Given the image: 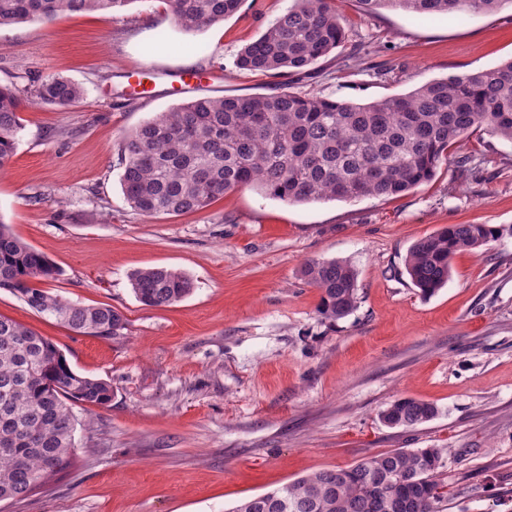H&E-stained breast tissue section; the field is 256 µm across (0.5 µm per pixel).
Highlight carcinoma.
<instances>
[{"label": "carcinoma", "mask_w": 512, "mask_h": 512, "mask_svg": "<svg viewBox=\"0 0 512 512\" xmlns=\"http://www.w3.org/2000/svg\"><path fill=\"white\" fill-rule=\"evenodd\" d=\"M512 0H360L369 10L421 16L490 12ZM135 0H0V26L49 21L61 13L111 18ZM178 27L195 32L236 13L242 0H164ZM345 31L330 0H294L238 57L244 71L308 74L335 51ZM66 107L82 88L49 76L33 88L0 85V170L9 168L22 130L21 96ZM484 128L512 141V60L434 80L367 104L284 87L244 97H198L160 112L126 135L121 187L144 216L206 209L230 190L253 185L289 204L395 196L431 179L448 148ZM490 224H451L416 241L405 269L424 296L452 274V258L495 240ZM58 274L50 259L0 220V289L33 311L84 336H122L125 315L110 306L72 303L39 287ZM308 282L320 291L325 319L346 317L358 303L357 271L343 260H311ZM133 293L145 306H168L193 290L184 273L164 267L134 272ZM112 384L74 371L49 339L0 316V500L19 499L68 469L74 406L103 407ZM437 408L412 398L381 414L392 427H413ZM445 448L394 450L347 468L300 477L249 498L232 512H442Z\"/></svg>", "instance_id": "cac0c4a2"}]
</instances>
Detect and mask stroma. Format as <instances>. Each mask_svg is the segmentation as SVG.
<instances>
[{"label": "stroma", "mask_w": 512, "mask_h": 512, "mask_svg": "<svg viewBox=\"0 0 512 512\" xmlns=\"http://www.w3.org/2000/svg\"><path fill=\"white\" fill-rule=\"evenodd\" d=\"M292 4L243 0L194 34L163 0H134L109 20L0 26V85L58 75L84 90L64 108L23 98L0 217L58 269L46 290L129 321L114 338L78 335L0 290V315L112 385L106 407L74 410L71 470L0 512H232L297 477L400 448L447 449L443 512H512L511 141L475 130L451 150L473 156L475 177L446 162L399 196L289 204L249 186L201 212L153 217L124 198L120 147L140 124L192 98L278 88L279 76L237 59ZM333 5L346 40L291 91L369 103L512 58V0L449 17ZM195 71L201 83L155 88L157 74ZM451 224H491L499 236L457 253L448 284L423 296L407 255ZM312 259L356 269L348 316L320 315L303 274ZM153 267L185 273L192 293L141 304L130 276ZM402 398L438 413L383 424Z\"/></svg>", "instance_id": "35a3bbf8"}]
</instances>
